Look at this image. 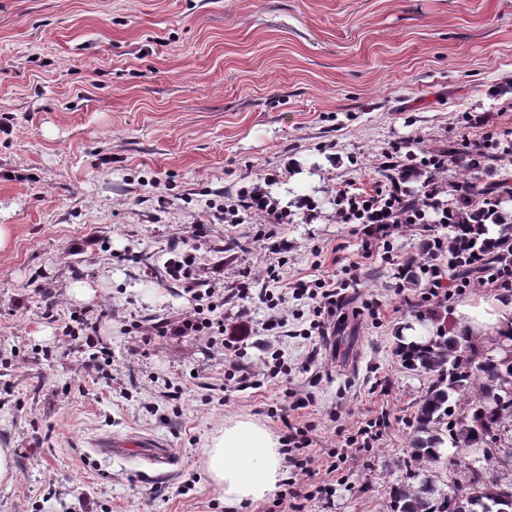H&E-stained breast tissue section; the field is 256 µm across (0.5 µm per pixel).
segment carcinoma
<instances>
[{"label":"carcinoma","instance_id":"obj_1","mask_svg":"<svg viewBox=\"0 0 512 512\" xmlns=\"http://www.w3.org/2000/svg\"><path fill=\"white\" fill-rule=\"evenodd\" d=\"M480 224L498 227L497 240L504 254L512 252V221L504 212L483 213ZM397 348L410 370L433 376V383L412 421L410 473L417 485L393 489L390 512H451L449 498L476 489L470 512H512V481L489 475L491 463L512 462V354H489L472 341L440 331L426 343L404 342ZM497 439L496 454H483L485 465L469 468L464 485L444 493L435 486L436 468L446 463L441 449L481 448Z\"/></svg>","mask_w":512,"mask_h":512}]
</instances>
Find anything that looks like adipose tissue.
I'll use <instances>...</instances> for the list:
<instances>
[{"label":"adipose tissue","mask_w":512,"mask_h":512,"mask_svg":"<svg viewBox=\"0 0 512 512\" xmlns=\"http://www.w3.org/2000/svg\"><path fill=\"white\" fill-rule=\"evenodd\" d=\"M450 332L475 337L512 331V301L471 297L449 314ZM204 468L210 484L226 507L236 508L273 496L284 477V458L278 437L248 417L224 424L205 450Z\"/></svg>","instance_id":"adipose-tissue-1"}]
</instances>
